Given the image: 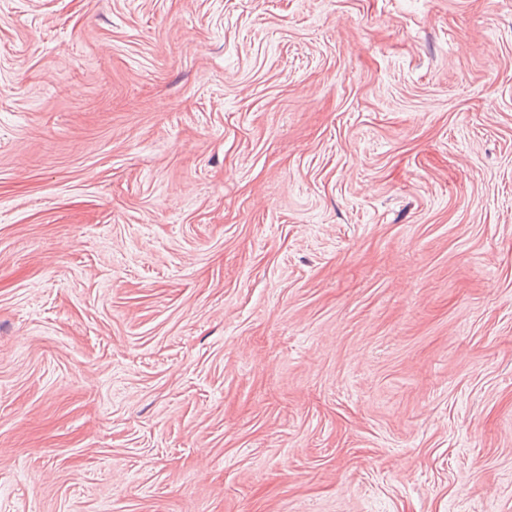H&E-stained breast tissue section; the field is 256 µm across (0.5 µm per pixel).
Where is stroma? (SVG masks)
I'll return each instance as SVG.
<instances>
[{"mask_svg":"<svg viewBox=\"0 0 512 512\" xmlns=\"http://www.w3.org/2000/svg\"><path fill=\"white\" fill-rule=\"evenodd\" d=\"M0 512H512V0H0Z\"/></svg>","mask_w":512,"mask_h":512,"instance_id":"obj_1","label":"stroma"}]
</instances>
